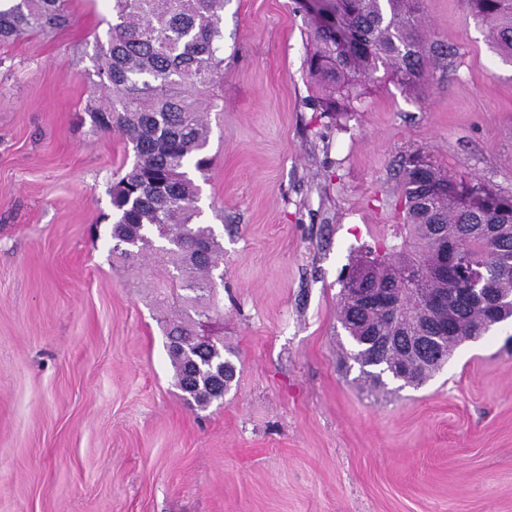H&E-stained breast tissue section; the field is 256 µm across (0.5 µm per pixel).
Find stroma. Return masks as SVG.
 Segmentation results:
<instances>
[{"mask_svg":"<svg viewBox=\"0 0 512 512\" xmlns=\"http://www.w3.org/2000/svg\"><path fill=\"white\" fill-rule=\"evenodd\" d=\"M69 8L0 43V512H512V321L375 391L336 319L348 265L400 229L411 154L512 201V59L466 0H421L447 58L343 118L309 101L296 0H224L196 182L237 372L205 408L175 385L166 267L112 253L101 223L134 161L87 115L112 0Z\"/></svg>","mask_w":512,"mask_h":512,"instance_id":"35a3bbf8","label":"stroma"}]
</instances>
